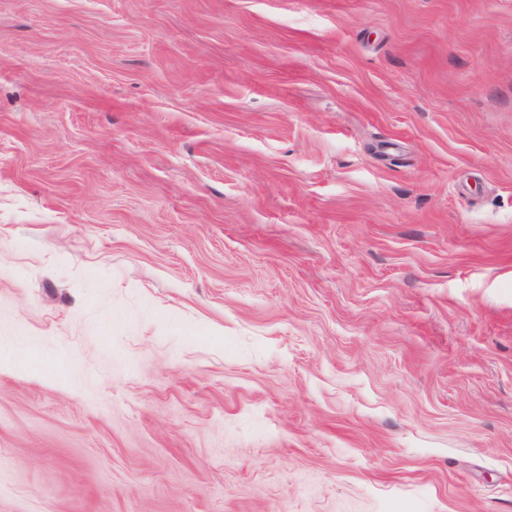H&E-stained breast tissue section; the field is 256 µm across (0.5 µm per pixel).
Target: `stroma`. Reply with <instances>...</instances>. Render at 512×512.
<instances>
[{
    "mask_svg": "<svg viewBox=\"0 0 512 512\" xmlns=\"http://www.w3.org/2000/svg\"><path fill=\"white\" fill-rule=\"evenodd\" d=\"M0 512H512V0H0Z\"/></svg>",
    "mask_w": 512,
    "mask_h": 512,
    "instance_id": "35a3bbf8",
    "label": "stroma"
}]
</instances>
